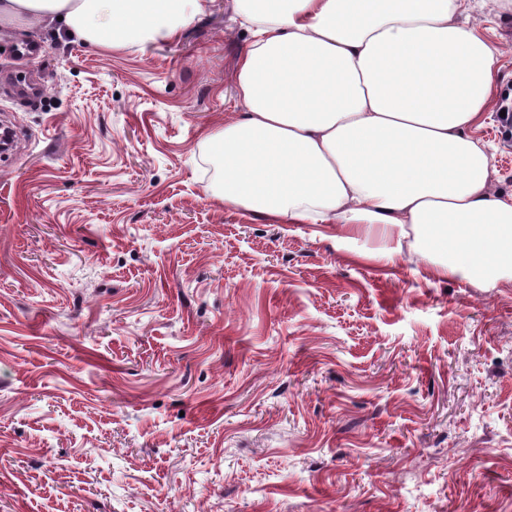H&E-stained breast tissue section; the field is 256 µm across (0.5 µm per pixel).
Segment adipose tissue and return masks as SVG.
I'll return each mask as SVG.
<instances>
[{
    "label": "adipose tissue",
    "instance_id": "ef3b65f1",
    "mask_svg": "<svg viewBox=\"0 0 512 512\" xmlns=\"http://www.w3.org/2000/svg\"><path fill=\"white\" fill-rule=\"evenodd\" d=\"M465 0H236L252 39L243 110L205 132L226 207L293 224L410 229L444 276L512 281V196L473 136L498 53ZM205 0H0V35L66 32L103 50L174 37Z\"/></svg>",
    "mask_w": 512,
    "mask_h": 512
}]
</instances>
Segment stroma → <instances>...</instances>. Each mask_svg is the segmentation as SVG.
<instances>
[{
    "instance_id": "stroma-1",
    "label": "stroma",
    "mask_w": 512,
    "mask_h": 512,
    "mask_svg": "<svg viewBox=\"0 0 512 512\" xmlns=\"http://www.w3.org/2000/svg\"><path fill=\"white\" fill-rule=\"evenodd\" d=\"M469 21L512 195V0ZM250 39L235 0L121 51L42 33L43 96L0 93V512H512V282L225 207L201 138Z\"/></svg>"
}]
</instances>
